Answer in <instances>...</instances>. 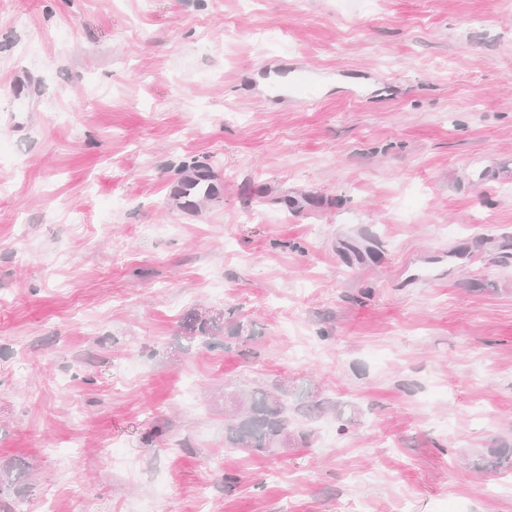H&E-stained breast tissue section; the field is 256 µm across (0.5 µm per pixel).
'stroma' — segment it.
Masks as SVG:
<instances>
[{"mask_svg": "<svg viewBox=\"0 0 512 512\" xmlns=\"http://www.w3.org/2000/svg\"><path fill=\"white\" fill-rule=\"evenodd\" d=\"M299 65L320 100L272 101ZM201 168L189 217L166 193ZM283 383L322 412L229 450ZM498 448L512 0H0V502L512 512ZM186 328L190 333L198 332L202 336H216L224 330V315L213 312L202 315L194 311L187 317ZM239 417L227 429L229 449L268 453L288 440V389L279 384L239 400Z\"/></svg>", "mask_w": 512, "mask_h": 512, "instance_id": "obj_1", "label": "stroma"}]
</instances>
